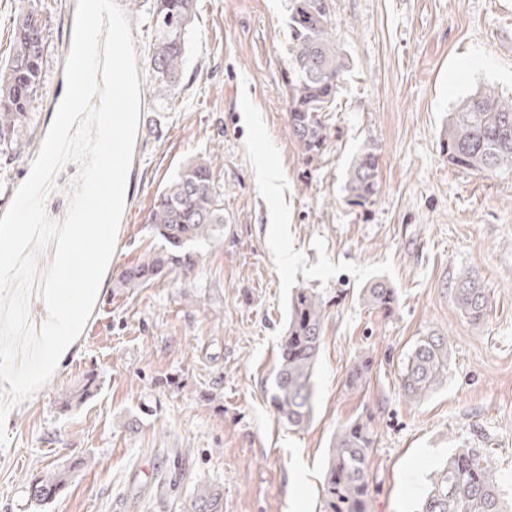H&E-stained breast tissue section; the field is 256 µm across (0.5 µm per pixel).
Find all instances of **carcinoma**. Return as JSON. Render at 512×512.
<instances>
[{
	"label": "carcinoma",
	"mask_w": 512,
	"mask_h": 512,
	"mask_svg": "<svg viewBox=\"0 0 512 512\" xmlns=\"http://www.w3.org/2000/svg\"><path fill=\"white\" fill-rule=\"evenodd\" d=\"M137 13L147 7L153 40L147 69L154 95L165 96L178 85L186 63L187 36L196 17V0H126ZM290 53L283 80L288 95V125L302 155L323 154L330 138L326 116L335 111L336 97L347 68L331 34L329 0H288ZM47 25L31 0H21L13 20L9 58L0 63V154L12 159L25 150L24 133L32 124V103L43 84ZM448 162L466 170L492 172L512 167V99L483 88L462 99L448 114ZM378 157L371 149L356 153L348 166L344 190L362 205L377 192ZM153 234L163 246L144 260L124 268L120 288H145L164 271L190 272L196 260L192 246L224 236V192L217 189L213 161L188 162L158 192L151 213ZM458 309L472 324L488 315L489 298L469 275L454 285ZM361 301L386 316L397 308V293L379 278L361 292ZM327 302L310 288L292 298L287 327L280 341L273 380L267 393L278 416L300 429L314 412L313 374L318 359ZM369 361H354L348 385L361 383ZM448 374V341L426 334L402 362V397L425 400ZM374 418L359 416L338 428L329 448L319 512H369L370 448ZM82 460L35 479L30 496L38 501L64 489ZM220 492L210 486L196 490L195 512H223ZM418 512H507L496 479L493 459L478 448H457L430 477Z\"/></svg>",
	"instance_id": "1"
}]
</instances>
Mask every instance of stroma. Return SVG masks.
I'll use <instances>...</instances> for the list:
<instances>
[{"label": "stroma", "mask_w": 512, "mask_h": 512, "mask_svg": "<svg viewBox=\"0 0 512 512\" xmlns=\"http://www.w3.org/2000/svg\"><path fill=\"white\" fill-rule=\"evenodd\" d=\"M71 0H35L48 24L43 86L30 145L0 156V216L28 178L56 118L57 73ZM140 83L129 194L103 292L51 379L0 423V512H195L196 485L224 512H315L336 429L375 419L371 512H416L432 472L454 449L480 448L512 497V168L448 162V114L479 87L512 97V0H331L330 26L348 62L327 151L309 161L288 126L282 71L288 0H197L178 87L156 98L146 69L148 16L129 18ZM378 157V190L350 202L344 173L362 148ZM265 150L282 192L254 168ZM216 156L224 239L193 248L196 267L133 292L120 271L162 242L149 229L157 193L189 159ZM289 260H281L280 251ZM469 274L490 308L477 325L453 299ZM387 280L392 316L359 302ZM328 303L308 427L291 429L266 383L291 299ZM448 339V376L424 401L400 393L414 342ZM370 362L355 388L357 357ZM95 377L85 404L66 391ZM90 461L57 497L29 498L35 477Z\"/></svg>", "instance_id": "35a3bbf8"}]
</instances>
